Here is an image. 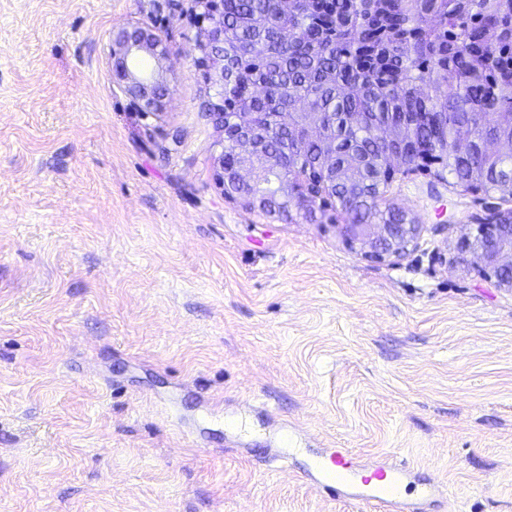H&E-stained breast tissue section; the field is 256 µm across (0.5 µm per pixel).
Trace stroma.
Here are the masks:
<instances>
[{
	"mask_svg": "<svg viewBox=\"0 0 512 512\" xmlns=\"http://www.w3.org/2000/svg\"><path fill=\"white\" fill-rule=\"evenodd\" d=\"M195 0H0V512H359L301 468L400 449L447 512H512V291L456 250L487 200L396 179L374 261L226 200ZM157 28L165 111L107 64Z\"/></svg>",
	"mask_w": 512,
	"mask_h": 512,
	"instance_id": "stroma-1",
	"label": "stroma"
}]
</instances>
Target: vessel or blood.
<instances>
[{
  "mask_svg": "<svg viewBox=\"0 0 512 512\" xmlns=\"http://www.w3.org/2000/svg\"><path fill=\"white\" fill-rule=\"evenodd\" d=\"M329 470L312 468L306 476L322 493L361 506L363 512H432L444 497L437 481H416L415 467L392 450L364 462L346 448L328 449Z\"/></svg>",
  "mask_w": 512,
  "mask_h": 512,
  "instance_id": "vessel-or-blood-1",
  "label": "vessel or blood"
}]
</instances>
